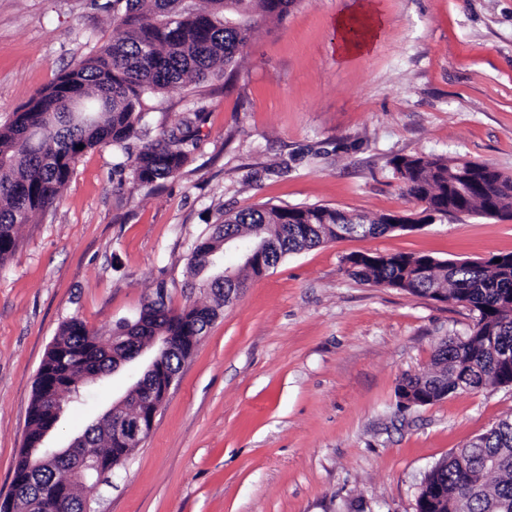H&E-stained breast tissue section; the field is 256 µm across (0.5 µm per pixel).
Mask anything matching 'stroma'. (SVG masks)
Wrapping results in <instances>:
<instances>
[{
  "instance_id": "35a3bbf8",
  "label": "stroma",
  "mask_w": 512,
  "mask_h": 512,
  "mask_svg": "<svg viewBox=\"0 0 512 512\" xmlns=\"http://www.w3.org/2000/svg\"><path fill=\"white\" fill-rule=\"evenodd\" d=\"M355 3L296 0L244 48L232 85L146 98L147 140L205 116L177 176L143 188L111 148L89 149L55 206L20 227L0 262V500L63 324L109 334L160 288L175 309L211 303L190 287L189 262L220 213L420 212L398 156H463L512 174V0H376L385 25L371 51L341 60L333 21ZM120 34L107 0H0V126ZM396 252L486 261L512 252V218L345 237L247 279L92 512H415L431 468L512 414V386L400 408L398 382L429 371L435 347L469 334L474 315L345 272L350 255ZM153 355L86 383L45 447L98 421Z\"/></svg>"
}]
</instances>
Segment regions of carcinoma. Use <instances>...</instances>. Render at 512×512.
Instances as JSON below:
<instances>
[{
    "label": "carcinoma",
    "instance_id": "carcinoma-1",
    "mask_svg": "<svg viewBox=\"0 0 512 512\" xmlns=\"http://www.w3.org/2000/svg\"><path fill=\"white\" fill-rule=\"evenodd\" d=\"M296 0H112L113 20L122 36L78 60L0 127V262L17 246V232L31 216L52 207L68 182L72 165L87 149L110 146L126 155L133 183L147 186L177 175L188 160L190 129L162 132L137 153L145 97L174 87L233 76L243 47L266 23H280ZM83 148H78V145ZM404 193L423 204L420 223L449 214L512 218V175L459 157L409 156L393 160ZM394 215L373 217L327 206H271L225 213L207 235L198 237L190 258V287L207 288L214 305L189 304L174 310L162 293L144 303L139 317L117 327L108 344L84 321L66 323L38 373L28 428L14 471V492L0 512H28L54 482L69 479L71 464L57 459L38 464L27 449L41 447L45 430L57 424L56 394L48 383L72 386L80 398L89 379L112 371L123 356V331L148 341L170 336L163 353L166 376L178 374L218 309L244 286L242 274L259 277L288 255L339 238L337 231L374 237L395 231ZM230 239L224 243V239ZM267 241L272 261L245 260ZM235 252V281L224 282V258ZM500 262L439 260L426 254H353L351 278L411 295L443 297L477 313L469 335L450 337L432 356L433 371L407 375L396 388L403 408L437 402L455 392L512 384V253ZM120 425L112 419L87 428L83 452L99 464L104 480L130 455ZM498 466L486 467V457ZM418 499L427 512H512V414L499 420L426 475ZM83 489L75 486L64 512H87Z\"/></svg>",
    "mask_w": 512,
    "mask_h": 512
}]
</instances>
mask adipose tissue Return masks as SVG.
I'll list each match as a JSON object with an SVG mask.
<instances>
[{
    "mask_svg": "<svg viewBox=\"0 0 512 512\" xmlns=\"http://www.w3.org/2000/svg\"><path fill=\"white\" fill-rule=\"evenodd\" d=\"M384 24L374 0H358L351 12L338 14L335 19L337 58L346 60L369 52Z\"/></svg>",
    "mask_w": 512,
    "mask_h": 512,
    "instance_id": "1",
    "label": "adipose tissue"
}]
</instances>
